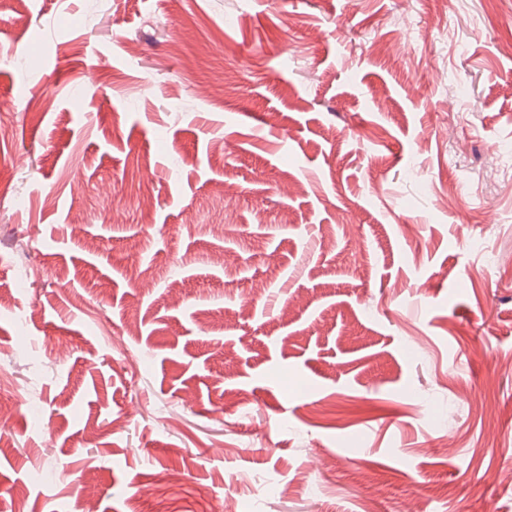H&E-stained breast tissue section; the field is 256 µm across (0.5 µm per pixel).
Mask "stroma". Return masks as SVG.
Here are the masks:
<instances>
[{"mask_svg": "<svg viewBox=\"0 0 512 512\" xmlns=\"http://www.w3.org/2000/svg\"><path fill=\"white\" fill-rule=\"evenodd\" d=\"M509 42L512 0H0V507L512 512Z\"/></svg>", "mask_w": 512, "mask_h": 512, "instance_id": "stroma-1", "label": "stroma"}]
</instances>
